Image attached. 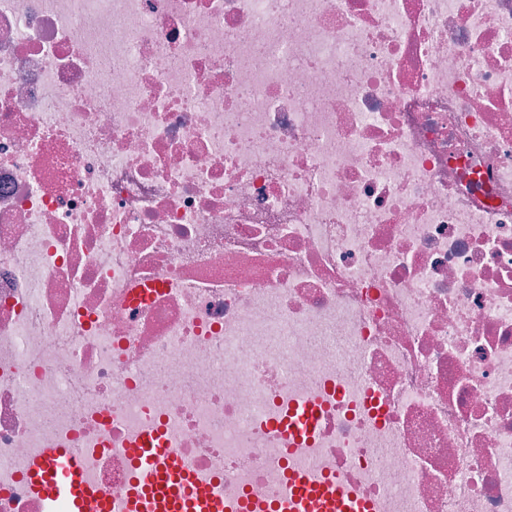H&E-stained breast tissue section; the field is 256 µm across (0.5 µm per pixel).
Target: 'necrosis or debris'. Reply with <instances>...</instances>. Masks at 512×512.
I'll list each match as a JSON object with an SVG mask.
<instances>
[{"label": "necrosis or debris", "instance_id": "necrosis-or-debris-1", "mask_svg": "<svg viewBox=\"0 0 512 512\" xmlns=\"http://www.w3.org/2000/svg\"><path fill=\"white\" fill-rule=\"evenodd\" d=\"M148 437L224 512H512V0H0V512ZM316 425V414L313 407L307 404L300 405L289 421V433L303 435ZM29 484L53 502L66 501L71 511H83L89 499L81 467L61 448H48L28 470ZM287 512H364L365 505L333 484L307 471L289 476Z\"/></svg>", "mask_w": 512, "mask_h": 512}]
</instances>
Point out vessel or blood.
Returning <instances> with one entry per match:
<instances>
[{"instance_id":"obj_1","label":"vessel or blood","mask_w":512,"mask_h":512,"mask_svg":"<svg viewBox=\"0 0 512 512\" xmlns=\"http://www.w3.org/2000/svg\"><path fill=\"white\" fill-rule=\"evenodd\" d=\"M316 424L313 407L300 405L289 422V431L295 435L309 432ZM162 454L153 441H145L135 449L137 480L150 492L149 498L120 507L106 508L105 512H224L220 496H212L203 503H192L187 488L178 487L176 475L184 470L180 459L160 465ZM29 484L51 499L64 501L71 512H84L89 494L82 478L81 467L60 448L46 449L28 470ZM286 512H365L364 504L347 495L340 485L300 470L292 472L288 482Z\"/></svg>"}]
</instances>
